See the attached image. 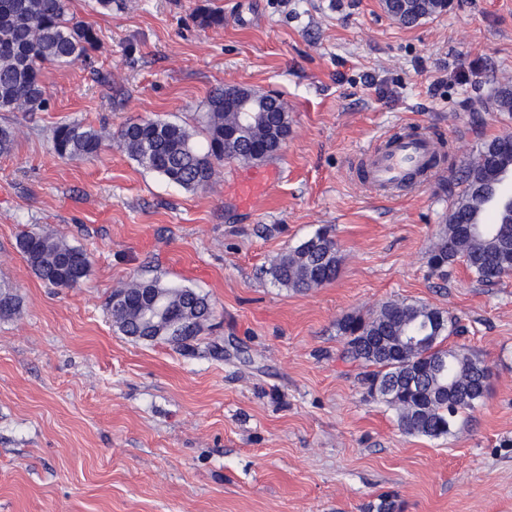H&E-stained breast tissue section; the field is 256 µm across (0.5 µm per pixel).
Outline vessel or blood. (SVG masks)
Listing matches in <instances>:
<instances>
[{
  "mask_svg": "<svg viewBox=\"0 0 512 512\" xmlns=\"http://www.w3.org/2000/svg\"><path fill=\"white\" fill-rule=\"evenodd\" d=\"M438 154L436 141L422 133L387 135L380 147L367 153L361 170L363 183L382 193H397L421 186L434 171ZM262 181L244 174L234 184V195L245 206L254 205Z\"/></svg>",
  "mask_w": 512,
  "mask_h": 512,
  "instance_id": "vessel-or-blood-1",
  "label": "vessel or blood"
}]
</instances>
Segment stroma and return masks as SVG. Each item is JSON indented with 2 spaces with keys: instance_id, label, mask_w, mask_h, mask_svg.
<instances>
[{
  "instance_id": "1",
  "label": "stroma",
  "mask_w": 512,
  "mask_h": 512,
  "mask_svg": "<svg viewBox=\"0 0 512 512\" xmlns=\"http://www.w3.org/2000/svg\"><path fill=\"white\" fill-rule=\"evenodd\" d=\"M68 0L90 24L92 63L46 66L49 105L0 112V282L22 310L0 317V512H512V275L446 277L427 260L461 174L512 83V0H451L406 27L381 0ZM217 85L278 92L292 117L251 210L224 162L188 192L131 160L51 150L55 126L117 132L128 120L193 128ZM401 126L451 154L423 187L384 198L363 184L367 150ZM329 226L343 261L304 293L274 285L277 254ZM34 231L86 250L74 288L43 283L17 248ZM160 278L206 295L214 317L189 346L136 341L107 312L124 282ZM386 301L456 317L454 336L491 372L484 405L447 437L405 435L343 358L336 323Z\"/></svg>"
}]
</instances>
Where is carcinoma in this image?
I'll use <instances>...</instances> for the list:
<instances>
[{
	"mask_svg": "<svg viewBox=\"0 0 512 512\" xmlns=\"http://www.w3.org/2000/svg\"><path fill=\"white\" fill-rule=\"evenodd\" d=\"M383 8L406 26L444 10V0H383ZM204 27L224 25V13L207 4L196 9ZM98 36L92 26L68 16L67 0H0V112H38L48 103L43 69L48 64L91 62ZM494 109L512 115V84L494 91ZM201 125L207 148H198L189 130L165 120L139 119L122 125L119 146L142 168L188 191L206 188L224 161L254 165L251 150L268 149L263 161L278 153L291 117L283 100L245 125L238 112L224 111V86L207 96ZM235 129L240 141L224 143V129ZM109 132L81 122H64L53 130L52 148L67 160L99 157ZM512 170V150L499 138L482 142L462 176L463 189L448 209L445 225L428 256L439 275L458 260L483 283L512 272V196L493 198L490 174ZM18 249L35 274L56 288H74L87 275L86 251L38 232H26ZM341 256L332 229L325 227L280 254L268 269L274 284L301 293L333 281ZM128 304L107 309L123 335L161 339L180 332L191 341L213 314L209 299L158 278L139 280L115 291ZM21 311L13 289L0 285V317ZM344 355L359 363L367 393L397 413L398 426L410 436L439 439L451 433L458 417L475 412L488 395L490 371L463 347L444 346L457 331L456 320L427 304L389 301L366 316L351 314L336 323Z\"/></svg>",
	"mask_w": 512,
	"mask_h": 512,
	"instance_id": "1",
	"label": "carcinoma"
}]
</instances>
